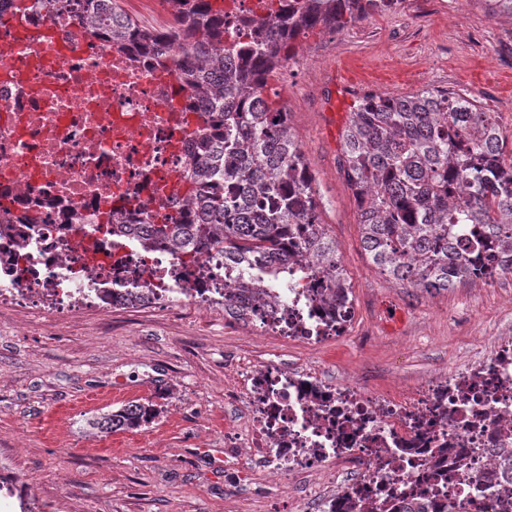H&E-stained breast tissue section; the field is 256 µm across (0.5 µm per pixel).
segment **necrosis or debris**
<instances>
[{"label":"necrosis or debris","instance_id":"obj_1","mask_svg":"<svg viewBox=\"0 0 512 512\" xmlns=\"http://www.w3.org/2000/svg\"><path fill=\"white\" fill-rule=\"evenodd\" d=\"M0 298L18 306L49 298L56 312L127 297L150 304L224 305L226 317L275 336L317 344L340 330L327 299L333 282L315 272L300 239L289 258L311 274L265 284L221 251L177 254L133 249L111 224L195 222L184 173L210 132L211 108L135 46L113 48L103 31L68 13L17 15L0 0ZM50 25L54 40L29 43L9 21ZM39 214L41 225L24 223ZM265 289L225 303L239 284ZM245 425L266 466L292 474L336 464V490L304 491L322 512H351L353 501L390 502L396 512L421 499L444 512H512L499 488L512 483V336L474 348L443 384L418 393L374 395L268 364L251 373Z\"/></svg>","mask_w":512,"mask_h":512}]
</instances>
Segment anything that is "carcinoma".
Returning a JSON list of instances; mask_svg holds the SVG:
<instances>
[{
	"label": "carcinoma",
	"instance_id": "1",
	"mask_svg": "<svg viewBox=\"0 0 512 512\" xmlns=\"http://www.w3.org/2000/svg\"><path fill=\"white\" fill-rule=\"evenodd\" d=\"M74 2L81 23L105 30L112 44L126 46L136 35L141 53L161 66L177 56L187 60L180 79L217 109L215 133L198 143L187 172L197 223L171 216L149 224L139 248H219L275 281L285 268L267 258L298 230L333 272L336 308H347L338 246L318 220L312 176L268 80L301 33L352 26L398 0H292L286 8L269 0L265 17L243 19L251 40L228 46L219 0H167L166 35L143 29L120 0ZM498 128L496 113L476 99L438 88L359 100L342 136L341 167L358 201L364 248L381 272L406 288L446 290L475 268L492 275L500 257L512 253V166L503 164L507 142ZM226 212L236 223H224ZM158 414L153 404L133 402L93 427L137 430Z\"/></svg>",
	"mask_w": 512,
	"mask_h": 512
}]
</instances>
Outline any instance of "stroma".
I'll use <instances>...</instances> for the list:
<instances>
[{
  "label": "stroma",
  "instance_id": "stroma-1",
  "mask_svg": "<svg viewBox=\"0 0 512 512\" xmlns=\"http://www.w3.org/2000/svg\"><path fill=\"white\" fill-rule=\"evenodd\" d=\"M272 88L288 111L321 221L351 289L344 337L312 345L226 323L220 308L0 306V474L34 512H297L318 472L273 471L237 432L241 369L269 361L320 366L374 393L437 381L475 345L512 332V287L474 280L425 292L395 284L362 244L356 198L341 170L342 134L368 92L409 95L454 85L497 114L512 164V14L480 0L404 4L340 32L299 36ZM159 415L138 430L91 425L127 402Z\"/></svg>",
  "mask_w": 512,
  "mask_h": 512
}]
</instances>
